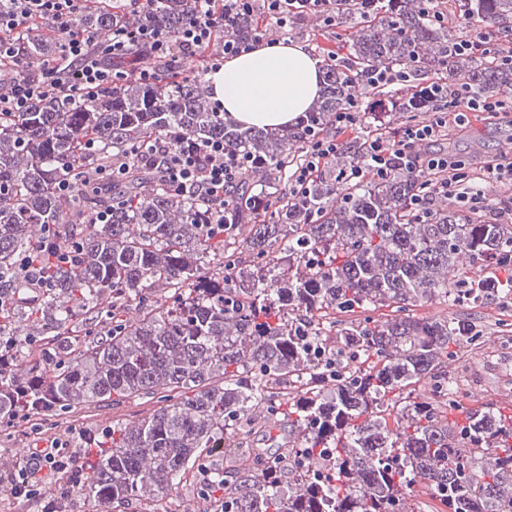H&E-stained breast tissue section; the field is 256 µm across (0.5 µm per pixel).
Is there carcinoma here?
I'll list each match as a JSON object with an SVG mask.
<instances>
[{"label": "carcinoma", "mask_w": 512, "mask_h": 512, "mask_svg": "<svg viewBox=\"0 0 512 512\" xmlns=\"http://www.w3.org/2000/svg\"><path fill=\"white\" fill-rule=\"evenodd\" d=\"M193 8V0H152L128 12L90 0L77 26L152 24L174 36ZM330 9L347 52L323 58L306 126L228 122L180 60L136 52L129 61L152 65L159 79L103 88L88 102L49 97L0 117V296L9 300L0 311V419L145 394L163 401L134 425L114 423L86 441L97 459L78 482L58 474L59 512H70L77 491L94 512L160 502L203 452L235 453L244 419L284 405L289 441L280 455L292 466L246 457L233 472L216 469L198 492L200 512H403L417 482L448 512H512V420L493 408L449 420L456 405L448 360L459 323L406 314L440 294L477 298L486 288L511 297L512 271L495 259L512 252V224L447 206L420 221L410 204L422 181L406 171L336 181L362 158L355 148L337 154L305 198L280 188L301 161L307 127L328 134L336 113L357 102L358 87L406 122L443 105L461 80L507 99L512 66L483 49L461 55L457 43L469 25L511 22L512 0H449L456 29L429 21L421 0H376L367 15L350 0H332ZM262 36L255 4L224 15L208 53H221L227 38ZM17 44L25 60L58 50L41 22L27 24ZM404 70L428 80L403 91L364 81L372 71ZM166 136L222 138L254 159L260 182L238 183L222 217L164 189L146 167L110 201L93 191L113 160L132 163L134 151ZM62 179L76 185L71 200L56 193ZM108 204L110 223H85ZM47 226V243L73 258L34 290L19 265ZM463 255L498 270L497 287L464 275ZM384 306L396 314L369 316ZM75 318L84 340L65 332ZM312 346L335 358L336 371ZM422 381L428 393L412 396Z\"/></svg>", "instance_id": "carcinoma-1"}]
</instances>
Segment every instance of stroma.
Instances as JSON below:
<instances>
[{
	"label": "stroma",
	"instance_id": "1",
	"mask_svg": "<svg viewBox=\"0 0 512 512\" xmlns=\"http://www.w3.org/2000/svg\"><path fill=\"white\" fill-rule=\"evenodd\" d=\"M267 38L304 45L317 58L327 53H342L344 44L341 31L324 25L315 15L294 18L284 29L272 26ZM510 139L512 123L487 125L478 121L466 134L445 136L438 145L473 170L485 158L501 153ZM410 314L417 318L449 317L470 321L483 328L485 334L479 345L460 340L448 363V371L460 387L458 404L465 410L487 406L512 409V337L488 330L495 321L512 322V300L452 301L439 296L411 308ZM157 406V400L134 398L117 408L107 403L94 404L63 418L32 416L10 422L0 420V462L20 463L30 449L46 446L53 438L64 442L74 459H81L80 443L85 435L104 431L115 420L135 424L145 412ZM239 440L244 452L276 456L278 449L288 443V422L279 416L270 420L255 417L248 432L241 434Z\"/></svg>",
	"mask_w": 512,
	"mask_h": 512
}]
</instances>
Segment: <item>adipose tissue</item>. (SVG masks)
<instances>
[{
  "label": "adipose tissue",
  "mask_w": 512,
  "mask_h": 512,
  "mask_svg": "<svg viewBox=\"0 0 512 512\" xmlns=\"http://www.w3.org/2000/svg\"><path fill=\"white\" fill-rule=\"evenodd\" d=\"M320 80L316 58L302 45L283 41L240 54L206 76L223 112L257 127L295 121L318 97Z\"/></svg>",
  "instance_id": "obj_1"
}]
</instances>
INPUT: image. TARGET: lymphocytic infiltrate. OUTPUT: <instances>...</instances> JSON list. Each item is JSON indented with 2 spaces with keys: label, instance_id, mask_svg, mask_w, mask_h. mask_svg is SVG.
Listing matches in <instances>:
<instances>
[{
  "label": "lymphocytic infiltrate",
  "instance_id": "f902f5d3",
  "mask_svg": "<svg viewBox=\"0 0 512 512\" xmlns=\"http://www.w3.org/2000/svg\"><path fill=\"white\" fill-rule=\"evenodd\" d=\"M12 2V11H0V72L13 73L9 93L0 95V113L4 115L28 111L33 102L42 98L85 100L102 87L116 85L112 61L125 54L128 45L134 42L159 57L172 54L177 48L186 55L196 54L210 46L215 28L224 21L223 15L213 9L216 0H195L194 18L176 37L147 25L132 33L116 26L101 39L72 32L83 0ZM31 18L48 23L67 40L60 59L44 64L34 76L25 73L13 40L14 33ZM504 107L503 101L480 96L469 83L460 82L448 101L446 112L433 121L402 127L392 137L366 140L362 160L339 171L338 178L350 184L368 177L384 179L396 171L407 170L425 178L423 191L412 206L415 218H426L434 201L443 198L466 211H491L497 222L511 224L512 157L487 164L481 175L474 178L461 164L449 160L447 153L426 149L442 127H466L478 114L491 119ZM338 151L336 140L310 132L304 150L306 159L289 178L291 194H304ZM136 159L159 170L168 190L197 197L219 213L227 204L229 189L252 165L251 158L225 149L223 140L217 138H185L175 144L160 138L149 146L147 153L137 154ZM491 187L503 189L499 202H491L487 194ZM62 456L55 445L33 449L30 459L20 464L13 475V497L37 495L45 482V472L55 471Z\"/></svg>",
  "mask_w": 512,
  "mask_h": 512
}]
</instances>
